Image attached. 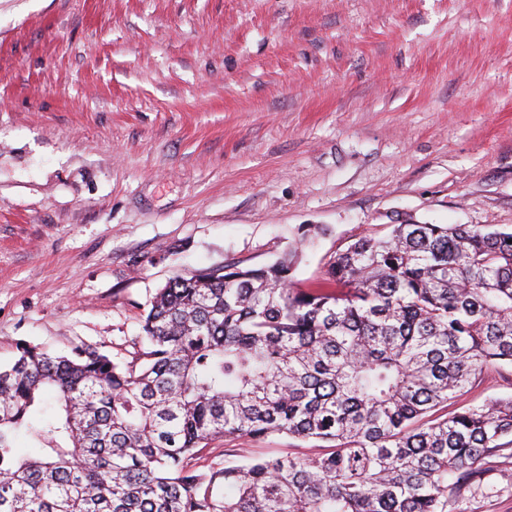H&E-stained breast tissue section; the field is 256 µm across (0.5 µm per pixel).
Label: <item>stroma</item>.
Listing matches in <instances>:
<instances>
[{"instance_id": "stroma-1", "label": "stroma", "mask_w": 512, "mask_h": 512, "mask_svg": "<svg viewBox=\"0 0 512 512\" xmlns=\"http://www.w3.org/2000/svg\"><path fill=\"white\" fill-rule=\"evenodd\" d=\"M407 221L512 226V0H0L1 365L131 360L170 277ZM480 470L450 512H512V447Z\"/></svg>"}]
</instances>
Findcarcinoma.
<instances>
[{"instance_id": "obj_1", "label": "carcinoma", "mask_w": 512, "mask_h": 512, "mask_svg": "<svg viewBox=\"0 0 512 512\" xmlns=\"http://www.w3.org/2000/svg\"><path fill=\"white\" fill-rule=\"evenodd\" d=\"M298 249L170 279L130 362L18 346L0 366V512H448L512 445V396L458 404L512 366V228L392 224L308 288ZM276 433L320 451L189 464L217 437Z\"/></svg>"}]
</instances>
